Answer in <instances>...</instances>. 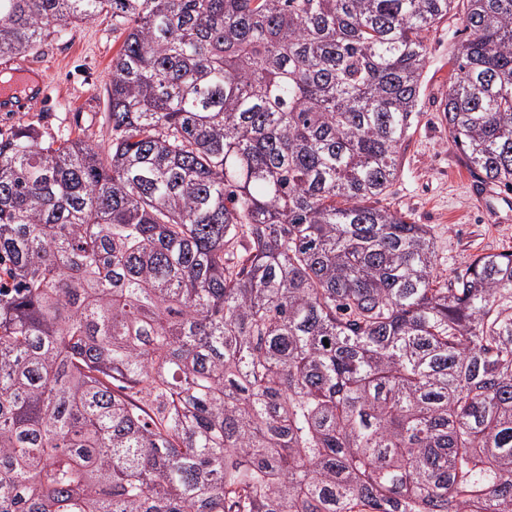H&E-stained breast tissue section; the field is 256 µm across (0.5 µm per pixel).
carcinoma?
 <instances>
[{"mask_svg":"<svg viewBox=\"0 0 512 512\" xmlns=\"http://www.w3.org/2000/svg\"><path fill=\"white\" fill-rule=\"evenodd\" d=\"M456 0L106 13L107 147L0 137V512H512V253L380 204ZM448 137L512 191V0H461Z\"/></svg>","mask_w":512,"mask_h":512,"instance_id":"1","label":"carcinoma"}]
</instances>
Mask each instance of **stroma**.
<instances>
[{
    "mask_svg": "<svg viewBox=\"0 0 512 512\" xmlns=\"http://www.w3.org/2000/svg\"><path fill=\"white\" fill-rule=\"evenodd\" d=\"M463 37L453 15L429 37L421 115L401 149V176L384 199L411 222L428 225L437 269L447 277L475 256L512 252V191H501L494 207L478 204L479 177L450 141L439 108L454 76L451 48ZM123 40L108 15L64 27L29 57L42 67L45 98L21 112H0V133L30 124L48 141H111L105 88Z\"/></svg>",
    "mask_w": 512,
    "mask_h": 512,
    "instance_id": "1",
    "label": "stroma"
}]
</instances>
